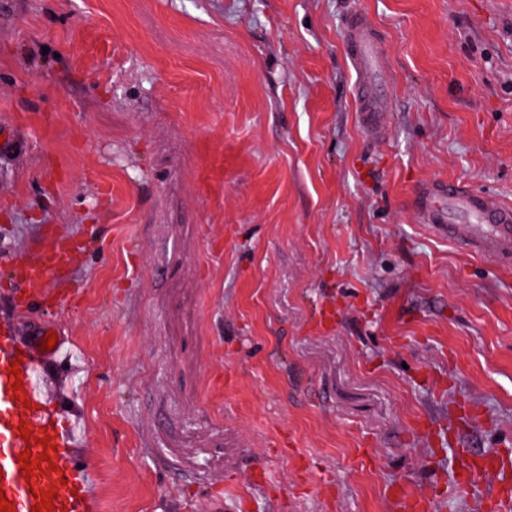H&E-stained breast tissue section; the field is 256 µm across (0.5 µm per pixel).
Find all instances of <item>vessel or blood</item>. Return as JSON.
<instances>
[{
	"mask_svg": "<svg viewBox=\"0 0 512 512\" xmlns=\"http://www.w3.org/2000/svg\"><path fill=\"white\" fill-rule=\"evenodd\" d=\"M348 56L355 76L353 97L359 124L374 140L386 137L387 114L394 100L389 92V65L379 32L362 12H352L345 20ZM412 207L433 232L452 242H464L471 252L487 258L512 254V204L478 194L458 181L433 180L422 183ZM76 251L69 238H55L46 244L8 259L6 265L16 282L27 293L42 297L54 280L72 268ZM51 354L36 349L20 336L13 320H0V492L12 505V512H33L45 490H55L56 507L63 512H99L93 497L88 458L76 448L71 426L60 403L39 386L38 377ZM20 360L19 377L9 374L10 363ZM22 380L21 389H13L14 380ZM32 408H25V401ZM28 430L30 439L20 436ZM49 438L53 452L48 453L54 470L33 469L23 475L18 461L24 451H45L42 438ZM456 471L449 487L455 500L473 498L478 481L496 476L487 496L491 512H512V456L480 455L460 450L454 460ZM404 512H436L435 501L423 494L399 487L394 493Z\"/></svg>",
	"mask_w": 512,
	"mask_h": 512,
	"instance_id": "1",
	"label": "vessel or blood"
}]
</instances>
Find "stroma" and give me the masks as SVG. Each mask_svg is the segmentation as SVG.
I'll use <instances>...</instances> for the list:
<instances>
[{
  "mask_svg": "<svg viewBox=\"0 0 512 512\" xmlns=\"http://www.w3.org/2000/svg\"><path fill=\"white\" fill-rule=\"evenodd\" d=\"M432 179L512 204V0H0V257L80 245L0 316L59 332L101 512H483L448 485L512 449V255L423 224ZM348 56L355 76L353 97L359 124L367 137L374 140L387 136V112L394 105L389 65L379 32L360 11L345 20ZM394 497L402 505V511L434 512L437 510V505L432 498L423 494L412 493L405 485L394 492Z\"/></svg>",
  "mask_w": 512,
  "mask_h": 512,
  "instance_id": "1",
  "label": "stroma"
}]
</instances>
